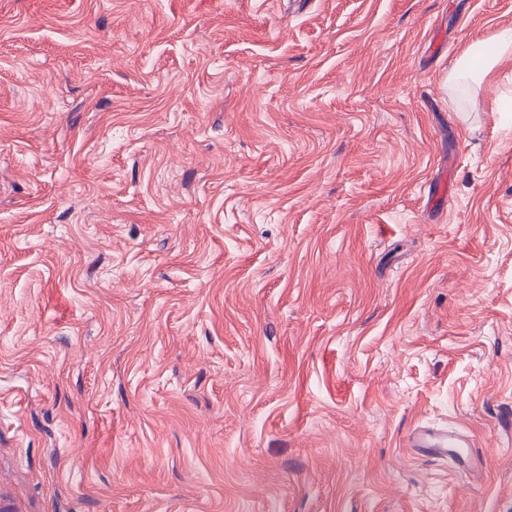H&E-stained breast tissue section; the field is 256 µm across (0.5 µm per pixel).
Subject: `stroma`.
I'll use <instances>...</instances> for the list:
<instances>
[{
  "instance_id": "obj_1",
  "label": "stroma",
  "mask_w": 512,
  "mask_h": 512,
  "mask_svg": "<svg viewBox=\"0 0 512 512\" xmlns=\"http://www.w3.org/2000/svg\"><path fill=\"white\" fill-rule=\"evenodd\" d=\"M505 28L0 0V512H512V64L448 80ZM411 446L426 455L437 456L446 453L450 447L469 448L471 445L455 431L419 427L411 434Z\"/></svg>"
}]
</instances>
